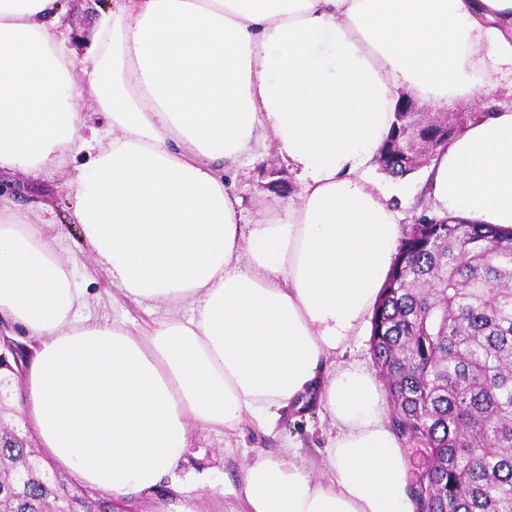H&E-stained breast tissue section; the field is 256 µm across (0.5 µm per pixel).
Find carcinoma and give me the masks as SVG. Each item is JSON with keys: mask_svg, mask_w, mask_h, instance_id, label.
I'll list each match as a JSON object with an SVG mask.
<instances>
[{"mask_svg": "<svg viewBox=\"0 0 512 512\" xmlns=\"http://www.w3.org/2000/svg\"><path fill=\"white\" fill-rule=\"evenodd\" d=\"M475 118L396 112L377 163L414 172ZM444 126L448 140L433 139ZM403 136L428 141L412 166L390 156ZM371 324L392 430L428 461L410 486L419 512H512V229L422 219L399 243ZM0 341L6 390L28 359ZM111 501L61 477L27 435L0 428V512H106Z\"/></svg>", "mask_w": 512, "mask_h": 512, "instance_id": "obj_1", "label": "carcinoma"}]
</instances>
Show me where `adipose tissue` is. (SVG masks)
<instances>
[{"label":"adipose tissue","instance_id":"1","mask_svg":"<svg viewBox=\"0 0 512 512\" xmlns=\"http://www.w3.org/2000/svg\"><path fill=\"white\" fill-rule=\"evenodd\" d=\"M67 0H0V169L86 154L73 219L112 284L167 309L144 332L86 316L53 219L0 204V321L37 343L20 411L90 491H156L193 427H266L307 394L325 474L287 442L243 469L246 512H417L371 372L336 356L374 307L400 229L369 188L402 94L438 106L512 70V0H114L84 78ZM95 99L109 123L78 110ZM429 169L441 217L512 227V103L489 101ZM301 188L243 223L234 182L267 144Z\"/></svg>","mask_w":512,"mask_h":512}]
</instances>
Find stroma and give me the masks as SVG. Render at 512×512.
<instances>
[{"label":"stroma","instance_id":"obj_1","mask_svg":"<svg viewBox=\"0 0 512 512\" xmlns=\"http://www.w3.org/2000/svg\"><path fill=\"white\" fill-rule=\"evenodd\" d=\"M98 15L97 0H82L78 11L71 13L66 31L71 35L69 45L74 57H82L90 50ZM84 161V156L68 155L62 166L47 169L37 180L29 182L1 169L0 198L34 210L43 204L52 207L61 229V256L73 261L96 313L108 315L117 306L131 324L148 327L155 320V313L112 287L85 249L80 225L73 221L76 199L72 185ZM370 178L391 195L401 233H409L420 217L436 214L440 209L426 188V168L394 178L376 167ZM234 189L242 199L245 223L255 224L270 218L277 202L296 197L300 180L271 146L262 161L248 167ZM330 429L329 413L315 401L305 403L301 409L283 412L276 426L266 432L247 422L225 435L196 429L192 446L175 471L179 488L173 492L172 500L177 512H245L239 495L244 464L277 458L284 442L289 440L299 445L301 461L315 476H322L324 445Z\"/></svg>","mask_w":512,"mask_h":512}]
</instances>
